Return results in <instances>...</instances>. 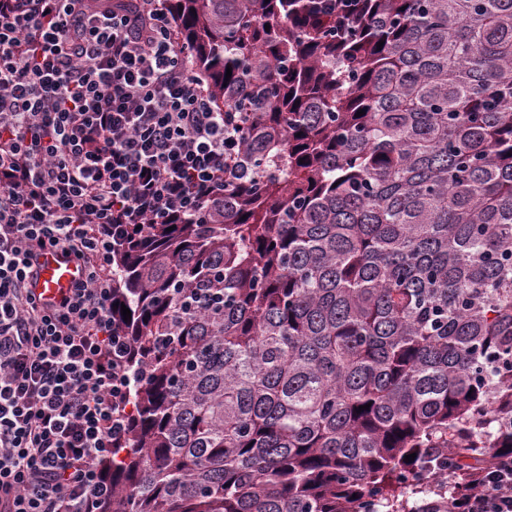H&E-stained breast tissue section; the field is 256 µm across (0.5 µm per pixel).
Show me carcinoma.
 Segmentation results:
<instances>
[{
    "mask_svg": "<svg viewBox=\"0 0 512 512\" xmlns=\"http://www.w3.org/2000/svg\"><path fill=\"white\" fill-rule=\"evenodd\" d=\"M167 7L240 150L119 257L91 512H417L410 474L512 453V0Z\"/></svg>",
    "mask_w": 512,
    "mask_h": 512,
    "instance_id": "carcinoma-1",
    "label": "carcinoma"
}]
</instances>
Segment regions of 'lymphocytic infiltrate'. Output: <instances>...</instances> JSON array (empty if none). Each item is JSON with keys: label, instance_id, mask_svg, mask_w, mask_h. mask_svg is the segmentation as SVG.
<instances>
[{"label": "lymphocytic infiltrate", "instance_id": "f902f5d3", "mask_svg": "<svg viewBox=\"0 0 512 512\" xmlns=\"http://www.w3.org/2000/svg\"><path fill=\"white\" fill-rule=\"evenodd\" d=\"M165 0H0V512H88L127 431L129 342L112 272L158 224L206 223L239 152ZM83 275L57 301L39 254ZM443 512H512V454ZM82 276L81 268L60 252H46L38 260L36 276L29 288L46 301L67 292Z\"/></svg>", "mask_w": 512, "mask_h": 512}]
</instances>
